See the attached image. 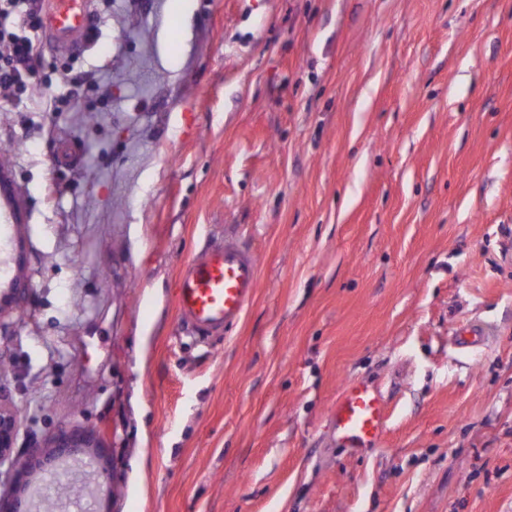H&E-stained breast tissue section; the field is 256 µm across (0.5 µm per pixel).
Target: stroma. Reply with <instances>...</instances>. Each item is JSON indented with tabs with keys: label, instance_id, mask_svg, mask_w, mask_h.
<instances>
[{
	"label": "stroma",
	"instance_id": "35a3bbf8",
	"mask_svg": "<svg viewBox=\"0 0 512 512\" xmlns=\"http://www.w3.org/2000/svg\"><path fill=\"white\" fill-rule=\"evenodd\" d=\"M177 3L96 0L90 45L44 43L45 100L81 111L0 95L19 447L96 431L102 512H512V0ZM228 230L260 285L198 339L177 275ZM349 379L387 404L356 454ZM336 438L356 450L377 448L385 432L384 401L378 391L358 380H349L328 408Z\"/></svg>",
	"mask_w": 512,
	"mask_h": 512
}]
</instances>
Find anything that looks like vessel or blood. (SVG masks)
I'll return each instance as SVG.
<instances>
[{"label": "vessel or blood", "mask_w": 512, "mask_h": 512, "mask_svg": "<svg viewBox=\"0 0 512 512\" xmlns=\"http://www.w3.org/2000/svg\"><path fill=\"white\" fill-rule=\"evenodd\" d=\"M90 0H45L43 33L57 48L84 46L88 36ZM21 192L9 173L0 174V288L13 282L10 251L17 232L16 211ZM260 281V264L248 247L225 235L193 255L180 267L175 306L181 320L198 330L218 332L238 324L252 304ZM337 439L348 448L378 447L386 413L378 391L347 381L328 408Z\"/></svg>", "instance_id": "obj_1"}]
</instances>
